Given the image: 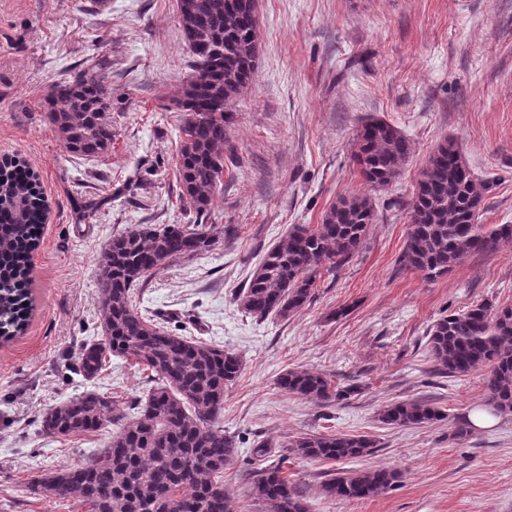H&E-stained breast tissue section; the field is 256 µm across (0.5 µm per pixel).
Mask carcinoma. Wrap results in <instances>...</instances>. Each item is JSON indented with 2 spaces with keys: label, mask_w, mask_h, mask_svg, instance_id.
Here are the masks:
<instances>
[{
  "label": "carcinoma",
  "mask_w": 512,
  "mask_h": 512,
  "mask_svg": "<svg viewBox=\"0 0 512 512\" xmlns=\"http://www.w3.org/2000/svg\"><path fill=\"white\" fill-rule=\"evenodd\" d=\"M179 20L193 59V73L174 99L181 113L178 199L196 214L194 224L140 225L120 233L102 254L101 338L85 344L77 369L100 375L116 356L153 373L145 399L118 412L116 400L98 391L69 399L42 415L40 428L53 437L118 428L107 445L82 463L51 469L29 485V493L74 502L83 512H232L224 469L239 457L235 437L224 433V387L243 372L235 352L169 332L141 314L132 291L172 262L209 252L216 239L201 223L224 174V140L232 103L252 82L258 64L257 0H179ZM49 119L67 152L84 157L112 147V97L102 66L72 82L51 87ZM413 153L411 141L382 120L365 123L353 159L372 189L390 186ZM489 185L476 178L453 142L439 144L419 174L412 197L389 205L406 209L410 227L400 257L403 268L435 280L476 253L512 244V224L486 227L477 211ZM47 208L38 175L26 164L0 165V338L22 333L32 314L27 284L32 253L39 245ZM376 217L367 194L340 198L322 223L297 224L266 252L239 295L246 314L285 317L310 301L317 280L336 271L363 245ZM437 370L460 377L489 368L486 402L512 413V307L489 302L441 317L428 331ZM280 389L300 399L326 403L344 391L308 369L289 370ZM445 414L427 401H400L379 413L393 428L430 425ZM293 452L313 462L360 461L376 448L362 434H307ZM390 466L341 470L323 484L326 494L349 502L395 487ZM252 496L265 512H307L280 465L252 474Z\"/></svg>",
  "instance_id": "cac0c4a2"
}]
</instances>
